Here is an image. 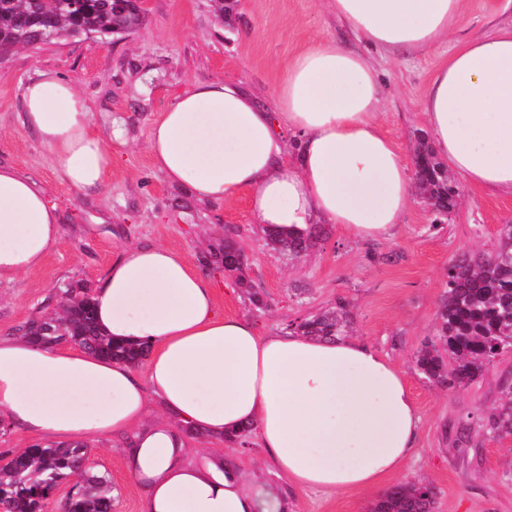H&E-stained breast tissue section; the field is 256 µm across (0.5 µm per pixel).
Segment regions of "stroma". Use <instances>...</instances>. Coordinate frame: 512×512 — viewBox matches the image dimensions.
<instances>
[{
	"label": "stroma",
	"instance_id": "1",
	"mask_svg": "<svg viewBox=\"0 0 512 512\" xmlns=\"http://www.w3.org/2000/svg\"><path fill=\"white\" fill-rule=\"evenodd\" d=\"M512 25V0H466L465 15L447 40L417 53L380 55L388 90L380 122L405 159L426 125L419 103L436 71L464 40ZM329 0H148L132 32L61 40L0 54V164L34 182L55 205L60 237L44 262L0 281V336L19 334L28 321L59 309L63 293L95 287L113 257L129 244H159L203 267L216 285V306L250 319L268 335L290 321L346 300L352 333L376 347L405 376L416 405V446L385 488L425 479L438 491L434 512H512V436L484 431V418L512 385V351L499 355L472 384L441 388L418 372L416 352L437 339L436 312L445 269L462 252L491 251L501 225L512 223V196L460 184L451 224L414 198L396 234L359 242L325 225V235L300 259L274 250L257 229L247 195L220 204L197 201L172 185L147 150L150 129L193 82L227 79L262 105L294 57L323 38L344 36ZM73 79L99 130L121 119L125 141L112 147V178L99 194H83L54 172L46 148L24 127L21 91L35 70ZM240 231L247 275L269 302L252 310L221 267L202 254L221 244L227 227ZM471 427L459 438L460 425ZM90 463L108 473L113 512H140L141 496L115 440H91ZM292 512H369L366 493L323 492L287 486Z\"/></svg>",
	"mask_w": 512,
	"mask_h": 512
}]
</instances>
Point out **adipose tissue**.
I'll use <instances>...</instances> for the list:
<instances>
[{
    "instance_id": "obj_1",
    "label": "adipose tissue",
    "mask_w": 512,
    "mask_h": 512,
    "mask_svg": "<svg viewBox=\"0 0 512 512\" xmlns=\"http://www.w3.org/2000/svg\"><path fill=\"white\" fill-rule=\"evenodd\" d=\"M332 8L349 40L328 37L300 53L272 106L236 82L197 81L147 144L154 166L200 201L248 193L269 240L314 224L356 241L395 233L416 188L379 122L385 82L373 55L446 39L465 0H332ZM419 109L450 174L512 195V27L465 40ZM22 117L64 182L102 191L122 122L98 131L75 82L47 68L25 84ZM59 236L56 206L0 165V280L40 265ZM93 306L102 334L147 346L145 374L77 346L0 336V413L55 443L124 439L142 512H288L281 488L248 477L232 456L189 461L190 430L224 437L253 427L290 483L371 495L415 448L419 417L407 382L373 345L289 329L259 335L247 318L217 313L211 281L178 252L123 247Z\"/></svg>"
}]
</instances>
